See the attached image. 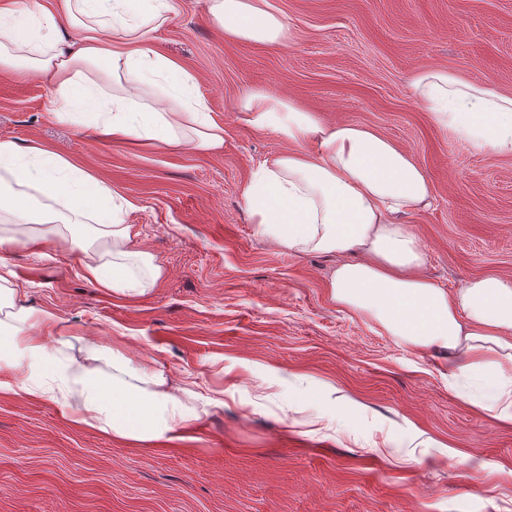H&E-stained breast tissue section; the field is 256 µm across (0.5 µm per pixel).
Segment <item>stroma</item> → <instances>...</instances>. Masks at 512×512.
<instances>
[{
	"label": "stroma",
	"mask_w": 512,
	"mask_h": 512,
	"mask_svg": "<svg viewBox=\"0 0 512 512\" xmlns=\"http://www.w3.org/2000/svg\"><path fill=\"white\" fill-rule=\"evenodd\" d=\"M172 3L147 44L194 77L222 153L59 120L40 76L0 67V140L66 155L131 200L156 284L114 294L81 277L78 252L36 238L0 261L17 304L51 317L29 335L164 370L200 416L182 440L137 444L49 396L0 391V512H512V423L449 390L446 350L415 351L337 305L334 256L282 251L252 223L243 189L289 145L236 110L262 89L388 137L427 174L433 204L406 218L425 274L446 289L512 278V154L464 149L410 85L443 67L512 93V0H269L284 46L226 40L209 0Z\"/></svg>",
	"instance_id": "obj_1"
}]
</instances>
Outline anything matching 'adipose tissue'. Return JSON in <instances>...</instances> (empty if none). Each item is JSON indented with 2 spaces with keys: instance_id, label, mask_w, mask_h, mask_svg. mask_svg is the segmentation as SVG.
<instances>
[{
  "instance_id": "obj_1",
  "label": "adipose tissue",
  "mask_w": 512,
  "mask_h": 512,
  "mask_svg": "<svg viewBox=\"0 0 512 512\" xmlns=\"http://www.w3.org/2000/svg\"><path fill=\"white\" fill-rule=\"evenodd\" d=\"M171 9V0H58L52 9L41 0L22 9L0 0V67L41 75L61 104L60 120L88 105L101 112L107 133L143 148L221 152L224 125L195 94L192 75L146 43ZM209 10L226 39L288 40V23L268 0H211ZM64 23L72 37H62ZM411 86L433 124L467 149L512 154V96L444 68L417 72ZM237 109L289 144L243 190L262 234L287 252L339 256L329 281L338 305L414 349H447L456 396L512 422V279L474 277L447 290L424 274L425 251L404 221L430 204L424 169L370 127L325 124L261 89L245 93ZM131 207L61 153L0 140V246L41 230L62 249H79L85 280L140 296L161 268L124 221ZM12 295L0 275V372L15 375L0 379V391L47 395L64 406L76 395L90 428L142 443L181 439L193 413L164 371L93 342L80 358L69 355V341L48 347L24 335L39 317ZM98 361L111 365L110 376L94 370Z\"/></svg>"
}]
</instances>
